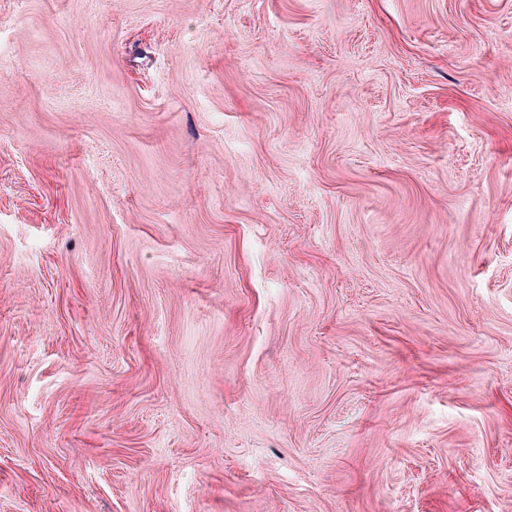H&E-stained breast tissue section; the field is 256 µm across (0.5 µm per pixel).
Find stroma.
Returning <instances> with one entry per match:
<instances>
[{"label": "stroma", "instance_id": "obj_1", "mask_svg": "<svg viewBox=\"0 0 512 512\" xmlns=\"http://www.w3.org/2000/svg\"><path fill=\"white\" fill-rule=\"evenodd\" d=\"M0 512H512V0H0Z\"/></svg>", "mask_w": 512, "mask_h": 512}]
</instances>
